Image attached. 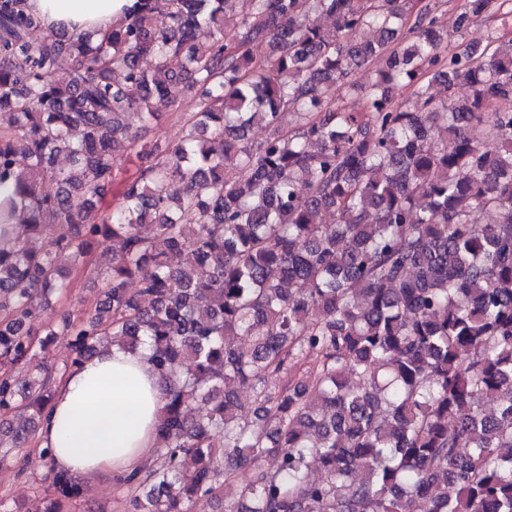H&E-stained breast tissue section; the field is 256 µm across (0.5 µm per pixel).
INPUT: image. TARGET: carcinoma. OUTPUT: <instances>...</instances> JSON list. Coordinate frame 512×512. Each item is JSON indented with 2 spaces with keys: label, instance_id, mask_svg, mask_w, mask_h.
<instances>
[{
  "label": "carcinoma",
  "instance_id": "cac0c4a2",
  "mask_svg": "<svg viewBox=\"0 0 512 512\" xmlns=\"http://www.w3.org/2000/svg\"><path fill=\"white\" fill-rule=\"evenodd\" d=\"M494 8L467 0L457 27ZM41 28L26 0H0V364L32 363L37 334L68 340L69 369L148 348L169 387L129 512H194L244 466L225 512H512V38L450 53L416 0H135L94 40L34 45ZM373 60L361 102L325 97ZM185 97L182 138L138 147L128 118ZM110 242L94 313L39 325ZM51 397L38 365L21 384L0 372V454L35 437ZM51 475L52 495L83 496Z\"/></svg>",
  "mask_w": 512,
  "mask_h": 512
}]
</instances>
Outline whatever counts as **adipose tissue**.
Instances as JSON below:
<instances>
[{"label": "adipose tissue", "instance_id": "ef3b65f1", "mask_svg": "<svg viewBox=\"0 0 512 512\" xmlns=\"http://www.w3.org/2000/svg\"><path fill=\"white\" fill-rule=\"evenodd\" d=\"M133 0H27L44 27L68 33L111 29ZM164 378L147 353H98L58 383L37 431L54 469L86 477H125L156 446Z\"/></svg>", "mask_w": 512, "mask_h": 512}]
</instances>
